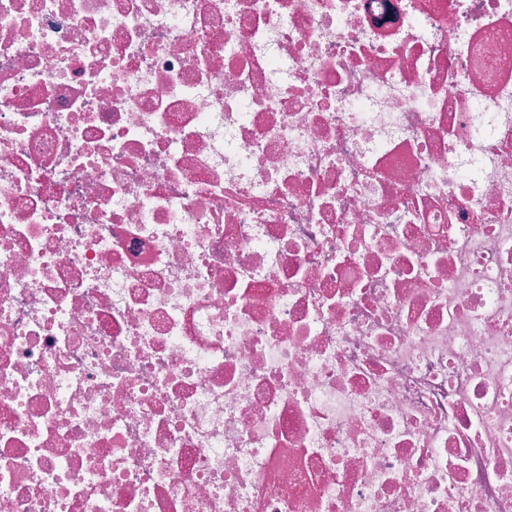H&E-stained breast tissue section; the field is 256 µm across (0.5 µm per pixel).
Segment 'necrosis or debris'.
<instances>
[{"label": "necrosis or debris", "mask_w": 512, "mask_h": 512, "mask_svg": "<svg viewBox=\"0 0 512 512\" xmlns=\"http://www.w3.org/2000/svg\"><path fill=\"white\" fill-rule=\"evenodd\" d=\"M0 512H512V0H0Z\"/></svg>", "instance_id": "1"}]
</instances>
